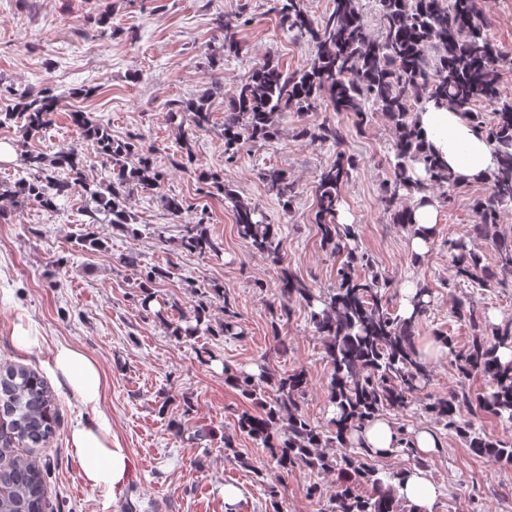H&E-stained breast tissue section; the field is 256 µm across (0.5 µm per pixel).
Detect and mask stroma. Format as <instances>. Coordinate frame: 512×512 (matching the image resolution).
<instances>
[{"mask_svg":"<svg viewBox=\"0 0 512 512\" xmlns=\"http://www.w3.org/2000/svg\"><path fill=\"white\" fill-rule=\"evenodd\" d=\"M275 0H0V84L17 90L51 87L60 95L53 122L43 132L24 136L20 127L0 128V184L18 178L20 153L27 148L54 153L80 144L90 158L89 179L105 181L110 172L96 161L93 143L80 137L69 114L92 113L113 137L133 136L152 149L162 172L158 194L135 192L128 199L134 233L90 223L89 206L80 187H72L56 211L38 205L16 208L0 197V363L38 370L59 400L60 427L42 456L48 464L47 490L54 512H327L336 476L299 466L281 472L261 444L239 431L242 411L257 406L224 380L225 372H257L275 377L305 369L309 385L299 399L302 414L319 426L330 417L327 386L332 368L324 342L296 297L277 286L280 266H288L309 287L336 285L338 262L322 248L313 222L314 182L333 163L336 148L310 143L299 130L321 123L341 125L347 132L345 150L357 163L342 189L338 223L355 225L358 249L370 263L358 267L361 276L379 273L391 278L390 307L401 311L405 280L430 291V306L420 318L418 334L450 336L455 348L512 319V282L480 288L457 277L448 243L470 240L487 264L497 260L489 241L472 239L476 222L473 204L490 192L486 181L449 190V202L439 204L434 237L427 251L415 255L413 235L393 223L381 204L392 178L390 162L395 135L382 113H369L356 128L344 112L318 110L286 113L279 133L242 151L235 164L224 162L225 100L265 59L278 60L284 70L306 67L311 49L278 24ZM481 19L498 46L500 83L512 97V0H479ZM237 21L241 51L217 55L222 41L217 21ZM95 87V95L75 97L74 91ZM210 92L212 123L197 132L191 160H182L181 127L189 126L181 101ZM282 169L296 184L289 208H282L261 171ZM224 178L232 197L199 194V172ZM179 196L206 209L209 235L222 243L216 256L182 249L178 240L194 213L171 216L160 195ZM256 204L267 223L276 225L282 264L253 253L238 237L233 198ZM94 234L99 246L81 247L80 238ZM132 255L136 264H125ZM169 270L155 292L167 306L163 317L140 307L138 288L147 271ZM224 288L243 329L242 336H171L166 324L190 313L193 289L212 284ZM473 301L477 325L457 321L453 306L460 297ZM288 305L290 318L275 315ZM41 336L40 348L22 350L12 340L18 323ZM85 349L99 363L105 378L101 410L112 437L128 454L129 469L122 491L105 498L87 487L69 448L70 427L89 418L69 391L50 374L57 345ZM218 357L205 364L199 348ZM430 375L406 406L384 409L400 432L412 438L423 428L433 430L442 446L423 457L402 451L370 458L383 472L413 465L425 467L438 490L433 512H512V467L479 456L424 411L430 398L465 392L477 397L487 387L479 375L458 374L449 354L429 361ZM208 435L195 439L199 429ZM233 449H225V437ZM238 489L234 504L224 500L225 487Z\"/></svg>","mask_w":512,"mask_h":512,"instance_id":"35a3bbf8","label":"stroma"}]
</instances>
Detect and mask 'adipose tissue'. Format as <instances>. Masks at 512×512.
Instances as JSON below:
<instances>
[{
	"label": "adipose tissue",
	"instance_id": "obj_1",
	"mask_svg": "<svg viewBox=\"0 0 512 512\" xmlns=\"http://www.w3.org/2000/svg\"><path fill=\"white\" fill-rule=\"evenodd\" d=\"M415 120L425 140L464 181L484 180L494 169L495 158L467 119L444 106L427 105L416 113ZM51 371L80 405L93 410L92 418L76 422L69 431L70 448L78 462L84 482L103 495L116 493L123 485L128 459L112 438L107 418L100 412L102 376L97 362L81 348L58 345L52 356ZM356 446L385 450L412 445L427 454L440 447L441 441L432 431H417L411 442H404L393 424L377 417L353 436ZM399 492L414 512H432L437 490L424 469L411 467L399 476Z\"/></svg>",
	"mask_w": 512,
	"mask_h": 512
}]
</instances>
